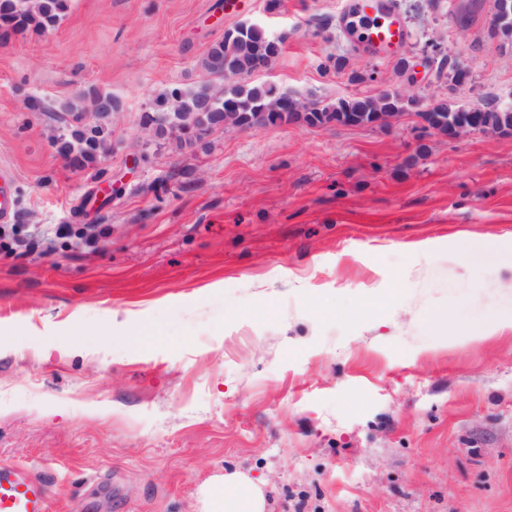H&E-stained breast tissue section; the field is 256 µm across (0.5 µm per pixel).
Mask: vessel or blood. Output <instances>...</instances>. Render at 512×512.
Returning a JSON list of instances; mask_svg holds the SVG:
<instances>
[{"instance_id": "obj_1", "label": "vessel or blood", "mask_w": 512, "mask_h": 512, "mask_svg": "<svg viewBox=\"0 0 512 512\" xmlns=\"http://www.w3.org/2000/svg\"><path fill=\"white\" fill-rule=\"evenodd\" d=\"M340 24L356 43L380 59L387 58L409 37L396 0H345ZM0 512H51L45 478L0 463Z\"/></svg>"}]
</instances>
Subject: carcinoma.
Instances as JSON below:
<instances>
[{
	"label": "carcinoma",
	"instance_id": "carcinoma-1",
	"mask_svg": "<svg viewBox=\"0 0 512 512\" xmlns=\"http://www.w3.org/2000/svg\"><path fill=\"white\" fill-rule=\"evenodd\" d=\"M70 0H0V35L43 33L55 28L69 8ZM496 20L501 32L512 36V0H496ZM281 41L267 38L253 26L234 28L231 41L214 44L202 68L210 79L192 89L173 87L158 96L142 115V125L163 132L169 122L182 116L196 114L202 125L197 142L209 133L223 127L224 113H234V122L250 127L258 122L282 125L302 122L309 126H323L332 119L345 125H368L380 112H403L405 101L395 93H384L362 99H341L323 105L312 101L301 103L273 85L247 87L234 84L224 87V61L231 58L234 73L243 76L262 70L280 52ZM118 104L112 94L93 91L78 96V102L61 107L72 121L69 135L58 140V151L79 168L100 162L108 150L111 134L109 120ZM478 127L512 130V111L493 106L476 107ZM469 113L461 108L440 102L419 113L432 129L446 130Z\"/></svg>",
	"mask_w": 512,
	"mask_h": 512
}]
</instances>
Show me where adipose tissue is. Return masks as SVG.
<instances>
[{
  "label": "adipose tissue",
  "mask_w": 512,
  "mask_h": 512,
  "mask_svg": "<svg viewBox=\"0 0 512 512\" xmlns=\"http://www.w3.org/2000/svg\"><path fill=\"white\" fill-rule=\"evenodd\" d=\"M199 495L204 512H265L266 509L259 483L236 471L202 485Z\"/></svg>",
  "instance_id": "ef3b65f1"
}]
</instances>
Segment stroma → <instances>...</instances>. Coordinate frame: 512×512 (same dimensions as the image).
<instances>
[{
	"instance_id": "1",
	"label": "stroma",
	"mask_w": 512,
	"mask_h": 512,
	"mask_svg": "<svg viewBox=\"0 0 512 512\" xmlns=\"http://www.w3.org/2000/svg\"><path fill=\"white\" fill-rule=\"evenodd\" d=\"M344 2L70 0L54 29L0 38V463L45 474L52 512H199L227 470L267 512H512V330L468 337L512 281V134L451 138L410 110L181 148L141 123L242 23L283 42L249 85L512 110L495 0H399L409 39L386 60L339 28ZM93 88L119 110L78 168L59 105ZM146 322L159 336L130 343Z\"/></svg>"
}]
</instances>
